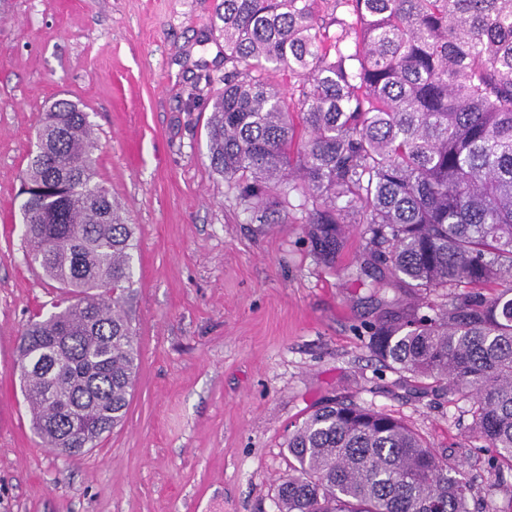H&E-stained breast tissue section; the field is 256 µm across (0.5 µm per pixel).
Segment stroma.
<instances>
[{
    "mask_svg": "<svg viewBox=\"0 0 512 512\" xmlns=\"http://www.w3.org/2000/svg\"><path fill=\"white\" fill-rule=\"evenodd\" d=\"M220 3L0 0V512H278L288 437L334 397L461 462L470 512H512V474L491 472L465 397L371 356L365 225L326 261L298 197L263 224L211 168ZM59 100L88 113L98 179L137 237V381L124 425L75 458L34 435L17 377L21 332L58 293L25 258L18 207L40 116Z\"/></svg>",
    "mask_w": 512,
    "mask_h": 512,
    "instance_id": "stroma-1",
    "label": "stroma"
}]
</instances>
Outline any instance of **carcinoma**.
Listing matches in <instances>:
<instances>
[{
  "mask_svg": "<svg viewBox=\"0 0 512 512\" xmlns=\"http://www.w3.org/2000/svg\"><path fill=\"white\" fill-rule=\"evenodd\" d=\"M224 91L207 137L211 167L243 197L312 209L328 261L343 225H367L370 254L444 305H392L368 348L416 382L473 400L490 469L512 472V0H222ZM335 31H330V27ZM293 92L281 91L282 80ZM22 203L28 263L59 284L18 345L34 433L95 447L119 427L139 354L125 300L136 228L97 181L87 112L43 113ZM279 512H469L460 466L402 421L331 399L295 426Z\"/></svg>",
  "mask_w": 512,
  "mask_h": 512,
  "instance_id": "1",
  "label": "carcinoma"
}]
</instances>
